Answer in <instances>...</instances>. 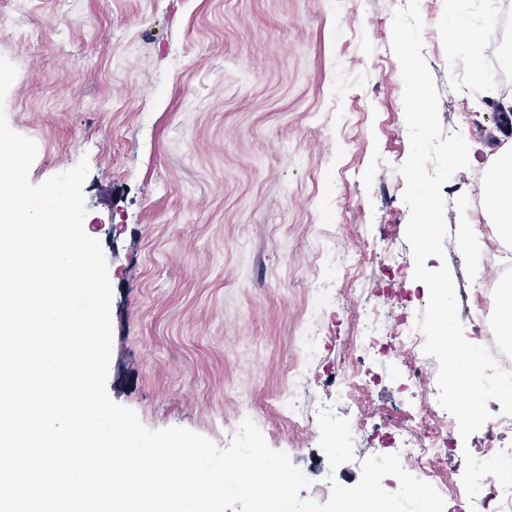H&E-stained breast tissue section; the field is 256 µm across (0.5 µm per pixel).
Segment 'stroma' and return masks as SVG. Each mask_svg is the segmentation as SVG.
<instances>
[{
  "mask_svg": "<svg viewBox=\"0 0 512 512\" xmlns=\"http://www.w3.org/2000/svg\"><path fill=\"white\" fill-rule=\"evenodd\" d=\"M407 0H0V56L16 64L5 111L38 147V184L88 160L86 232L102 245L113 288L109 396L145 426L183 427L216 444L238 427L235 400L258 407L268 445L311 468L309 496L326 502L375 455L370 439L330 469L310 428L268 403L288 381L318 255H357L352 289L333 295L322 353L305 398L356 420L369 409L398 443L413 434L419 398L401 388L402 359L372 364L366 404L338 399L324 368L350 365L365 308L416 321L428 295L413 278L410 210L397 168L409 154L395 8ZM422 54L445 133L471 129L472 161L444 192L445 256L460 320L496 312L479 258L498 233L461 248L459 224L487 223L480 184L504 144L506 102L487 104L486 74L448 48V0H420ZM493 17L485 52L512 85V0H470L467 21ZM403 270L389 278L386 250ZM406 299H385L388 280Z\"/></svg>",
  "mask_w": 512,
  "mask_h": 512,
  "instance_id": "obj_1",
  "label": "stroma"
}]
</instances>
